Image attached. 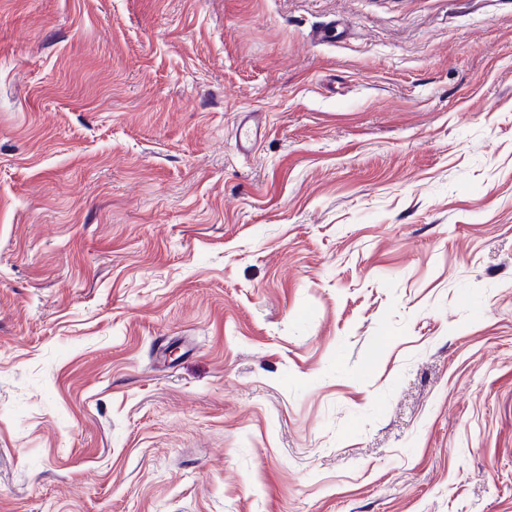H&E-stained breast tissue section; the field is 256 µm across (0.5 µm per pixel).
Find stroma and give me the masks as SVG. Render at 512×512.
<instances>
[{
	"label": "stroma",
	"mask_w": 512,
	"mask_h": 512,
	"mask_svg": "<svg viewBox=\"0 0 512 512\" xmlns=\"http://www.w3.org/2000/svg\"><path fill=\"white\" fill-rule=\"evenodd\" d=\"M0 512H512V0H0Z\"/></svg>",
	"instance_id": "obj_1"
}]
</instances>
